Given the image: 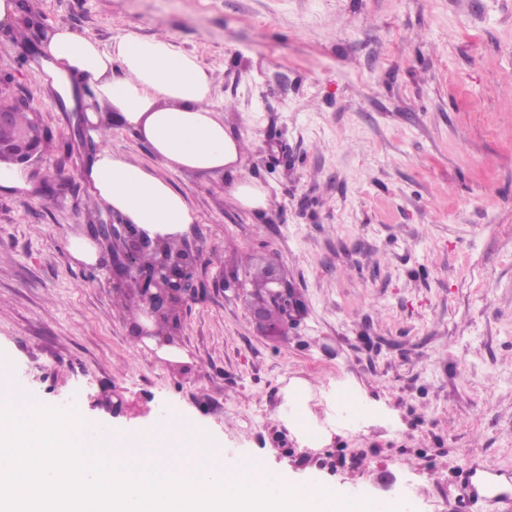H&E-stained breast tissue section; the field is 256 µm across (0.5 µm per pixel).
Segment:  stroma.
Wrapping results in <instances>:
<instances>
[{"label":"stroma","mask_w":512,"mask_h":512,"mask_svg":"<svg viewBox=\"0 0 512 512\" xmlns=\"http://www.w3.org/2000/svg\"><path fill=\"white\" fill-rule=\"evenodd\" d=\"M49 27L110 44L172 35L216 79L246 142L256 215L229 175L171 171L197 215L200 297L178 354L136 341L127 295L73 267V235L106 219L79 140L24 58L40 28L0 26V76L52 143L36 197L0 191V350L40 405L130 432L176 414L227 464L337 486L403 512H455L459 473L512 475V0H29ZM277 261L304 303L257 331L227 290L237 258ZM119 394L120 413L99 401ZM232 195L242 207L253 211H265L270 192L266 186L253 178L235 180Z\"/></svg>","instance_id":"stroma-1"}]
</instances>
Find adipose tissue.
Returning a JSON list of instances; mask_svg holds the SVG:
<instances>
[{"label": "adipose tissue", "mask_w": 512, "mask_h": 512, "mask_svg": "<svg viewBox=\"0 0 512 512\" xmlns=\"http://www.w3.org/2000/svg\"><path fill=\"white\" fill-rule=\"evenodd\" d=\"M30 66L61 111L82 113L90 137L100 138L108 122L132 127L164 166L233 175L236 202L266 210L268 188L238 175L241 142L213 102L211 70L174 37L127 33L105 46L57 24L46 31ZM82 178L112 216L151 241L180 244L197 221L167 178L110 147H100Z\"/></svg>", "instance_id": "1"}]
</instances>
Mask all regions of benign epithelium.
Wrapping results in <instances>:
<instances>
[{
	"label": "benign epithelium",
	"mask_w": 512,
	"mask_h": 512,
	"mask_svg": "<svg viewBox=\"0 0 512 512\" xmlns=\"http://www.w3.org/2000/svg\"><path fill=\"white\" fill-rule=\"evenodd\" d=\"M33 107L26 98L14 97L0 102V126L8 125L15 112ZM41 156L40 145L32 135H25L12 143H0V163L8 162L22 167L33 164ZM95 238L109 246L112 252V284L124 291V283L137 278L140 291L134 299L141 314L149 321L165 320L170 324L166 336L136 324L138 338L155 339L160 345H174L180 330L179 312L187 302L202 292L196 277L198 253L188 247L178 255H171L159 245H153L131 224L112 218L94 225ZM268 284L265 297L256 302L254 320L259 332H266L269 314L277 309L288 320L301 315L302 303L295 288L287 280L284 270L268 263Z\"/></svg>",
	"instance_id": "1"
}]
</instances>
